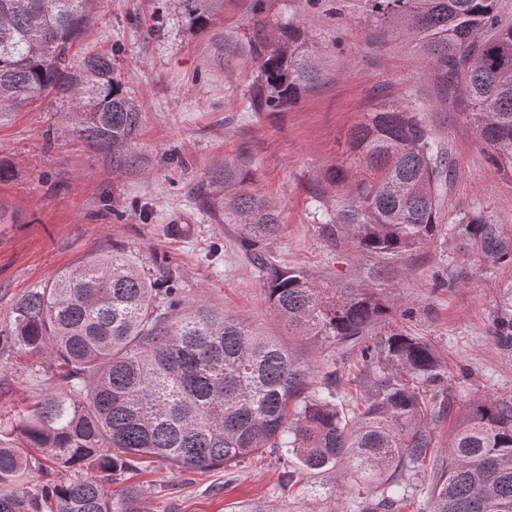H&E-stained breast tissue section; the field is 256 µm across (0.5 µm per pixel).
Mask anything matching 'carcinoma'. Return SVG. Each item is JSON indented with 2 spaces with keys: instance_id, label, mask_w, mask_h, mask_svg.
Returning <instances> with one entry per match:
<instances>
[{
  "instance_id": "cac0c4a2",
  "label": "carcinoma",
  "mask_w": 512,
  "mask_h": 512,
  "mask_svg": "<svg viewBox=\"0 0 512 512\" xmlns=\"http://www.w3.org/2000/svg\"><path fill=\"white\" fill-rule=\"evenodd\" d=\"M192 27L209 29L224 0H180ZM380 29L422 50V59L471 102L469 117L490 148L494 166L512 176V23L498 0H353ZM97 0H0V122L54 95L75 116L73 136L127 163L124 149L142 115L116 76L113 52L76 65L73 46L91 27ZM312 38L286 20L268 44L224 35V56L247 50L257 61L249 86L252 111L283 112L320 78ZM354 175L340 166L331 185L351 183L321 211L336 238L374 256H396L430 240L446 151L420 110L381 103L351 134ZM249 162L224 163L197 190L214 215L239 224L251 245L280 228L271 200L251 187ZM489 263L512 258V244L477 213L459 219ZM267 297L297 335L346 344L369 335L386 306L354 284L328 287L306 273L275 271ZM177 287L158 283L124 252L96 257L31 290L15 308L13 339L24 349L49 345L64 387L43 396L20 439L0 438V512H141V492L117 496L104 482L138 459L176 469L240 463L264 448L287 449L310 470L342 461L350 478L380 483L389 502L405 496L402 476L425 466L432 437L427 419L445 417L444 370L426 340L397 331L364 352L379 377L364 411L347 418L336 404V371L311 373L276 340L257 335L226 312L197 309L167 323ZM67 468L95 472L79 482L42 486L37 497L22 481L32 451ZM430 512H512V402L473 401L448 443L436 473Z\"/></svg>"
}]
</instances>
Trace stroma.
I'll use <instances>...</instances> for the list:
<instances>
[{
    "label": "stroma",
    "mask_w": 512,
    "mask_h": 512,
    "mask_svg": "<svg viewBox=\"0 0 512 512\" xmlns=\"http://www.w3.org/2000/svg\"><path fill=\"white\" fill-rule=\"evenodd\" d=\"M248 5L230 0L210 32L196 33L179 0H102L80 48L118 50L122 83L142 114L122 169L73 140V116L54 97L0 122V162L13 169L0 182V206L18 218L0 224V431L18 437L36 402L60 387L49 351L11 341L17 304L61 272L116 250L133 254L153 280L176 285L180 311L234 315L274 337L313 378L334 364L339 406L353 417L372 378L363 368L365 342L296 336L266 298L271 270H303L332 286L378 289L390 303L381 330L429 341L447 367L454 405L429 425L434 446L410 478L408 501L384 505L380 489L350 482L343 465L312 473L293 455L266 451L206 470L151 460L130 479L145 512H429L435 467L470 402L512 401V261L476 262L458 223L476 211L512 239V178L493 166L465 96L443 85L415 44L354 9L332 15L326 0H266L258 23ZM288 13L312 33L322 76L287 111H252L256 62L246 53L225 59L224 32L267 40ZM384 101L420 109L451 163L436 235L393 257L336 241L317 212L333 202L326 173L345 162L348 134ZM243 160L282 224L255 248L240 225L221 223L195 194L213 168ZM179 224L185 233L176 238Z\"/></svg>",
    "instance_id": "1"
}]
</instances>
